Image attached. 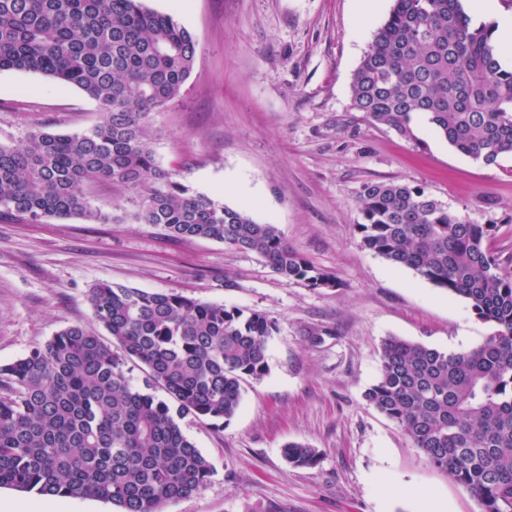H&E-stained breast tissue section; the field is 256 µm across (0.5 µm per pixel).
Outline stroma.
Here are the masks:
<instances>
[{"label":"stroma","instance_id":"obj_1","mask_svg":"<svg viewBox=\"0 0 512 512\" xmlns=\"http://www.w3.org/2000/svg\"><path fill=\"white\" fill-rule=\"evenodd\" d=\"M147 5L174 14L197 41L180 97L152 116L158 164L194 191L277 225L339 286L288 284L256 253L176 240L130 220H1L0 364L68 325L94 326L88 292L101 283L263 311L278 323L269 372L244 383L224 427L182 420L215 473L164 512H480L364 394L379 376L384 338L458 352L493 328L463 300L362 250L358 199L371 182L420 186L458 216L493 225L491 246L512 271V157L487 166L427 121L406 138L352 110V75L393 0H377L365 20L357 0ZM101 118L76 86L0 71L2 145L34 128L78 131ZM291 441L317 448L319 464L289 465Z\"/></svg>","mask_w":512,"mask_h":512}]
</instances>
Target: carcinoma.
Listing matches in <instances>:
<instances>
[{
  "instance_id": "cac0c4a2",
  "label": "carcinoma",
  "mask_w": 512,
  "mask_h": 512,
  "mask_svg": "<svg viewBox=\"0 0 512 512\" xmlns=\"http://www.w3.org/2000/svg\"><path fill=\"white\" fill-rule=\"evenodd\" d=\"M494 32L473 25L461 0H394L353 73L352 109L405 137L425 119L460 153L497 164L512 154V69ZM196 51L189 30L146 0H0V70L75 85L103 110L88 130L35 129L15 146L0 144V218L110 223L117 217L89 192L108 182L138 224L254 252L287 284L338 287L276 225L193 191L156 162L152 114L180 96ZM359 205L363 250L465 300L495 328L479 346L450 353L386 337L365 399L481 512H512V274L490 248L493 226L452 214L408 183H369ZM89 301L112 344L70 325L0 365V488L163 512L214 474L181 420L214 428L231 420L242 383L268 373L277 322L262 311L106 283L90 289ZM125 358L147 367L143 385L130 384ZM283 454L297 467L320 461L302 442Z\"/></svg>"
}]
</instances>
